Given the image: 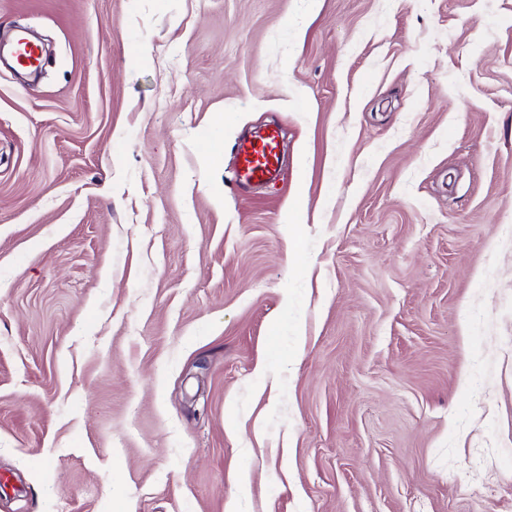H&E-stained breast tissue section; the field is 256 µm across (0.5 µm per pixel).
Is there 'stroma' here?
Masks as SVG:
<instances>
[{"label":"stroma","mask_w":512,"mask_h":512,"mask_svg":"<svg viewBox=\"0 0 512 512\" xmlns=\"http://www.w3.org/2000/svg\"><path fill=\"white\" fill-rule=\"evenodd\" d=\"M0 512H512V0H0ZM277 121L284 178L236 188Z\"/></svg>","instance_id":"1"}]
</instances>
